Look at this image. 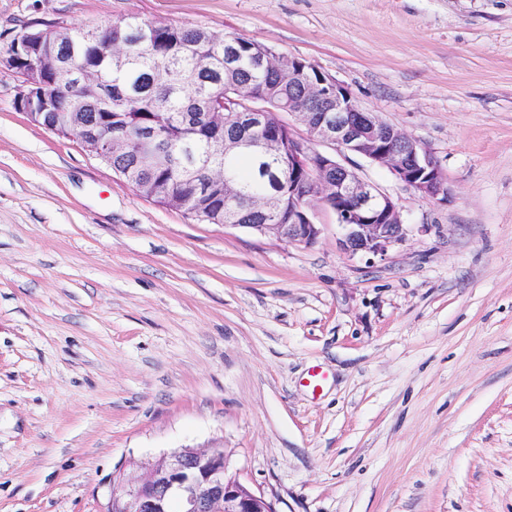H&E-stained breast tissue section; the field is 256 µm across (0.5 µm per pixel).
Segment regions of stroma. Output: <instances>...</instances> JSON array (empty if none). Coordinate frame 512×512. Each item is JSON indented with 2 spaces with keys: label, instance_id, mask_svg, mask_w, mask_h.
<instances>
[{
  "label": "stroma",
  "instance_id": "stroma-1",
  "mask_svg": "<svg viewBox=\"0 0 512 512\" xmlns=\"http://www.w3.org/2000/svg\"><path fill=\"white\" fill-rule=\"evenodd\" d=\"M136 16L263 43L429 148L350 254L203 224L13 105L0 74V512H104L185 446L278 512H512V0H0V33Z\"/></svg>",
  "mask_w": 512,
  "mask_h": 512
}]
</instances>
